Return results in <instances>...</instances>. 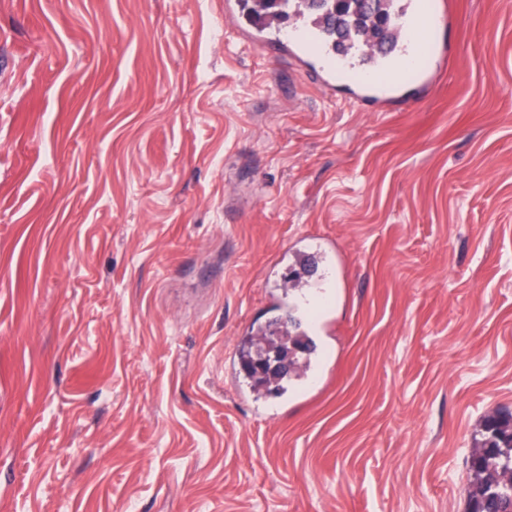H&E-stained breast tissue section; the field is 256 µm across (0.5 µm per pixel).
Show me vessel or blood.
Instances as JSON below:
<instances>
[{
  "instance_id": "b4317fda",
  "label": "vessel or blood",
  "mask_w": 512,
  "mask_h": 512,
  "mask_svg": "<svg viewBox=\"0 0 512 512\" xmlns=\"http://www.w3.org/2000/svg\"><path fill=\"white\" fill-rule=\"evenodd\" d=\"M397 10L396 39L378 43L361 63L350 49L311 33L304 23L272 27L245 19L243 0H224V25L240 31L250 45L287 57L324 92L335 91L342 71L363 64L366 72L350 86L349 102L366 112L383 101L404 100L407 80L422 89L431 87L438 63L449 57L446 34L455 20L450 0H399Z\"/></svg>"
}]
</instances>
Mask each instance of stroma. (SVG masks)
Here are the masks:
<instances>
[{"mask_svg":"<svg viewBox=\"0 0 512 512\" xmlns=\"http://www.w3.org/2000/svg\"><path fill=\"white\" fill-rule=\"evenodd\" d=\"M455 2L454 67L356 112L220 0H0V512H466L512 411V0ZM315 301L309 379L254 392L243 338Z\"/></svg>","mask_w":512,"mask_h":512,"instance_id":"1","label":"stroma"}]
</instances>
